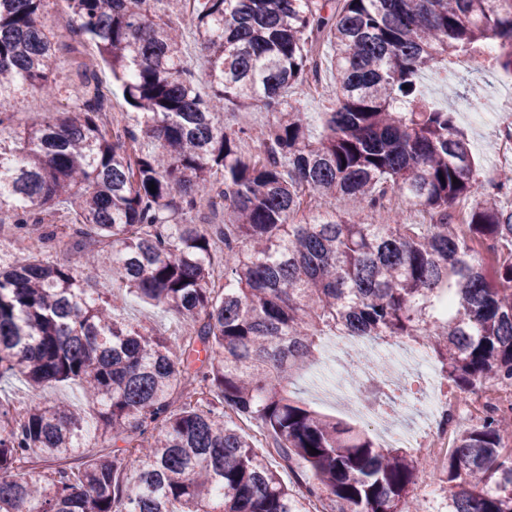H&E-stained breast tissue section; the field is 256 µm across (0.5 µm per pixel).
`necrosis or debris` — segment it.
Listing matches in <instances>:
<instances>
[{"instance_id": "necrosis-or-debris-1", "label": "necrosis or debris", "mask_w": 512, "mask_h": 512, "mask_svg": "<svg viewBox=\"0 0 512 512\" xmlns=\"http://www.w3.org/2000/svg\"><path fill=\"white\" fill-rule=\"evenodd\" d=\"M490 122L495 129L496 166L485 171L488 181L495 178L497 169L512 167V97L491 112ZM356 350V342L344 337L328 348L327 361L337 378L323 386V393L336 395L365 418L391 447L417 448L429 469L446 464L459 418L480 419L490 408H512V390L489 389L469 399L449 392L441 377L431 373V355L424 347L370 346L359 365L358 380L343 379ZM408 409L424 423L422 433L413 435L397 425L396 415Z\"/></svg>"}]
</instances>
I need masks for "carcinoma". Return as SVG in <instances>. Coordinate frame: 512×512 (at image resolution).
Instances as JSON below:
<instances>
[{"mask_svg": "<svg viewBox=\"0 0 512 512\" xmlns=\"http://www.w3.org/2000/svg\"><path fill=\"white\" fill-rule=\"evenodd\" d=\"M49 2L0 0V132L18 92L77 102L0 135V225L20 251L0 263V512H309L311 500L422 512L419 459L290 387L333 334L424 345L461 393L512 388V208L498 203L512 178L483 179L454 114L420 85L423 72L465 67L511 77L512 0H63L58 17L132 98L134 123L121 127L94 77L69 90L56 80ZM185 24L207 58L206 97ZM311 38L331 47L336 70L317 141L288 101L318 81ZM463 95L477 109L484 89L466 81ZM229 105L275 116L251 157L237 150L249 131L218 119ZM395 190L422 223L373 218ZM338 195L360 210L304 214L305 199ZM203 198L224 224L188 220ZM459 201L470 202L463 224ZM64 205L74 223H44ZM61 248L63 263L52 258ZM101 263L112 280L93 297L81 274ZM120 289L173 312L179 343L119 321ZM18 376L21 411L6 399ZM55 383L81 386L95 425L41 402ZM229 410L309 476L284 484ZM106 437L124 448L88 458V440ZM511 443L512 412L460 426L448 512H512Z\"/></svg>", "mask_w": 512, "mask_h": 512, "instance_id": "obj_1", "label": "carcinoma"}]
</instances>
